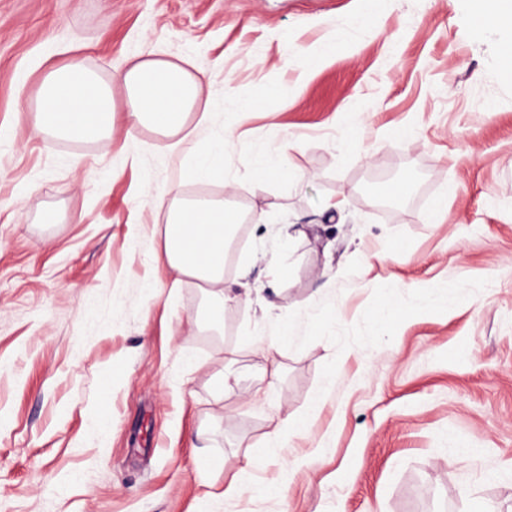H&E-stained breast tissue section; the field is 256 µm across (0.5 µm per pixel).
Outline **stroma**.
<instances>
[{
    "mask_svg": "<svg viewBox=\"0 0 512 512\" xmlns=\"http://www.w3.org/2000/svg\"><path fill=\"white\" fill-rule=\"evenodd\" d=\"M0 0V512H512V68L467 0ZM336 37L313 70L304 50ZM194 56L242 137L225 181L186 180L164 137L115 114L90 141L36 132L44 68L103 78L135 54ZM284 93L273 98L270 85ZM252 112L240 113L241 104ZM408 136H401V129ZM356 130L357 145L342 137ZM276 152L303 175L239 178ZM242 214L225 281L278 256L277 308L224 309L160 263L143 194ZM447 202L443 223L433 203ZM342 202L341 212L327 206ZM396 291L390 330L374 311ZM291 326L275 360L258 342ZM233 392L216 380L225 364ZM112 366V393L102 370ZM336 387L324 392L328 375ZM107 405L112 426L90 428ZM304 435L255 469L273 413ZM465 445L468 461L449 466ZM222 459L203 470L201 457ZM239 477L249 492L223 499ZM275 481L283 498L253 492Z\"/></svg>",
    "mask_w": 512,
    "mask_h": 512,
    "instance_id": "stroma-1",
    "label": "stroma"
}]
</instances>
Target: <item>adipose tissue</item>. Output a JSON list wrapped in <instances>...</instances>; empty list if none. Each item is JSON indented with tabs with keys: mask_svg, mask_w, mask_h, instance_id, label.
<instances>
[{
	"mask_svg": "<svg viewBox=\"0 0 512 512\" xmlns=\"http://www.w3.org/2000/svg\"><path fill=\"white\" fill-rule=\"evenodd\" d=\"M212 73L193 59H166L150 54L129 60L126 68L105 80L75 59L48 68L38 79L35 129L48 137L93 140L115 129V88L125 96V117L146 124L167 138L169 152H187V175L207 183L224 177V156L231 137L211 136L214 110L210 105ZM227 197H173L165 212L162 253L178 275L193 278L209 303L203 320L219 329L224 307L245 296L224 285L226 250L239 221Z\"/></svg>",
	"mask_w": 512,
	"mask_h": 512,
	"instance_id": "ef3b65f1",
	"label": "adipose tissue"
}]
</instances>
